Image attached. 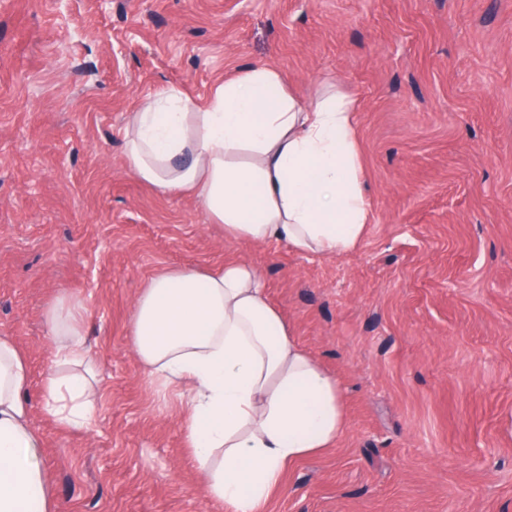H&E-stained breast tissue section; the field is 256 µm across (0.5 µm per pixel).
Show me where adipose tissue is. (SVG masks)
Here are the masks:
<instances>
[{"mask_svg":"<svg viewBox=\"0 0 512 512\" xmlns=\"http://www.w3.org/2000/svg\"><path fill=\"white\" fill-rule=\"evenodd\" d=\"M357 114L345 99L304 104L273 68H239L202 103L176 89L145 97L125 158L145 184L194 196L231 240L341 257L363 241L370 204ZM43 412L86 427L97 406L86 311L59 298ZM131 348L150 384L185 396L180 425L206 499L226 512H271L287 471L337 446L348 427L338 380L297 341L243 259L172 268L138 293ZM28 365L0 336V512H58L30 425Z\"/></svg>","mask_w":512,"mask_h":512,"instance_id":"ef3b65f1","label":"adipose tissue"}]
</instances>
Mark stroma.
Wrapping results in <instances>:
<instances>
[{
	"mask_svg": "<svg viewBox=\"0 0 512 512\" xmlns=\"http://www.w3.org/2000/svg\"><path fill=\"white\" fill-rule=\"evenodd\" d=\"M245 64L352 100L371 202L355 252L227 240L129 171L143 97L202 102ZM228 257L345 394V436L273 512H512V0H0V336L27 358L60 512H224L128 328L159 270ZM63 296L98 367L83 429L41 409Z\"/></svg>",
	"mask_w": 512,
	"mask_h": 512,
	"instance_id": "obj_1",
	"label": "stroma"
}]
</instances>
